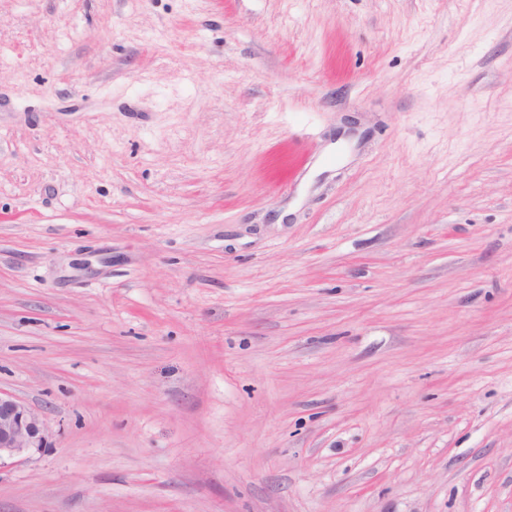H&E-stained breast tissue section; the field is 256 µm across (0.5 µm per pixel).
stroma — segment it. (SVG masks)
Wrapping results in <instances>:
<instances>
[{"label": "stroma", "instance_id": "1", "mask_svg": "<svg viewBox=\"0 0 512 512\" xmlns=\"http://www.w3.org/2000/svg\"><path fill=\"white\" fill-rule=\"evenodd\" d=\"M0 391V512H512V0H0ZM45 440L40 415L14 396L0 391V465L6 458L43 448Z\"/></svg>", "mask_w": 512, "mask_h": 512}]
</instances>
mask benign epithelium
Wrapping results in <instances>:
<instances>
[{
  "label": "benign epithelium",
  "instance_id": "benign-epithelium-1",
  "mask_svg": "<svg viewBox=\"0 0 512 512\" xmlns=\"http://www.w3.org/2000/svg\"><path fill=\"white\" fill-rule=\"evenodd\" d=\"M45 445L40 415L15 397L0 391V464Z\"/></svg>",
  "mask_w": 512,
  "mask_h": 512
}]
</instances>
